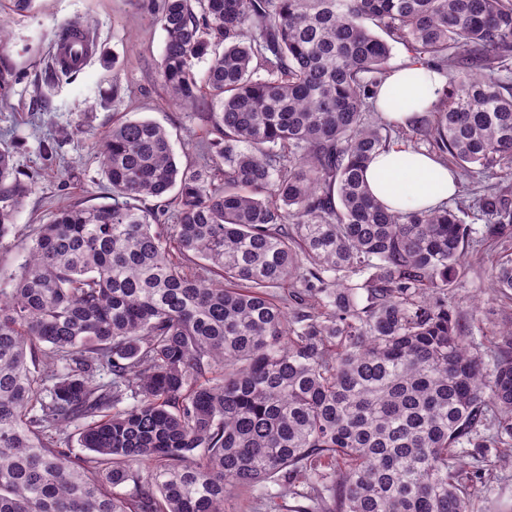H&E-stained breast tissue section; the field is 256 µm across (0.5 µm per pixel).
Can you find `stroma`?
<instances>
[{
  "mask_svg": "<svg viewBox=\"0 0 512 512\" xmlns=\"http://www.w3.org/2000/svg\"><path fill=\"white\" fill-rule=\"evenodd\" d=\"M91 21L97 56L71 79L45 84L39 76L54 52L53 38L67 23ZM10 37L0 47V141L14 145L21 179L35 188L16 218L17 234L0 249V274L21 262L31 225L44 224L61 208L82 201L108 204L112 194L102 175L94 144L115 119H151L171 135L178 164L197 162L208 139L199 115L176 106L158 80L165 33L136 0H37L33 13L9 15ZM107 51L118 59L116 71L100 64ZM53 140L57 155L47 159L43 144ZM473 269L456 288L460 310L479 305L483 331L512 320V302L490 291L483 269ZM477 512H504L512 506V448H492L485 480L477 487Z\"/></svg>",
  "mask_w": 512,
  "mask_h": 512,
  "instance_id": "1",
  "label": "stroma"
}]
</instances>
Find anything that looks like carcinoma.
Instances as JSON below:
<instances>
[{
  "label": "carcinoma",
  "mask_w": 512,
  "mask_h": 512,
  "mask_svg": "<svg viewBox=\"0 0 512 512\" xmlns=\"http://www.w3.org/2000/svg\"><path fill=\"white\" fill-rule=\"evenodd\" d=\"M146 9L209 152L182 168L161 125L116 121L112 203L30 229L0 284V512H224L235 490L264 512H473L462 449L512 447V321L475 341L454 289L491 242L512 300V0ZM395 44L446 76L403 127L373 106ZM405 130L497 182L389 210L364 173ZM32 191L1 146L0 248Z\"/></svg>",
  "instance_id": "carcinoma-1"
}]
</instances>
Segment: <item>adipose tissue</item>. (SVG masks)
Returning <instances> with one entry per match:
<instances>
[{"label":"adipose tissue","instance_id":"adipose-tissue-1","mask_svg":"<svg viewBox=\"0 0 512 512\" xmlns=\"http://www.w3.org/2000/svg\"><path fill=\"white\" fill-rule=\"evenodd\" d=\"M444 77L424 65L390 71L381 84L376 107L387 120L402 124L439 98ZM372 194L390 209L431 208L453 196L456 183L446 164L422 152L393 148L377 154L365 171Z\"/></svg>","mask_w":512,"mask_h":512}]
</instances>
